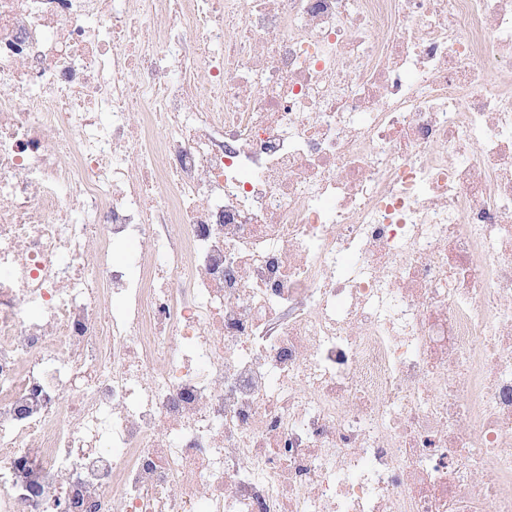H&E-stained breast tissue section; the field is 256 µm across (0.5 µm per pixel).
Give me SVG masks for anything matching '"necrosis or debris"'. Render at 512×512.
<instances>
[{"instance_id": "1", "label": "necrosis or debris", "mask_w": 512, "mask_h": 512, "mask_svg": "<svg viewBox=\"0 0 512 512\" xmlns=\"http://www.w3.org/2000/svg\"><path fill=\"white\" fill-rule=\"evenodd\" d=\"M511 70L512 0H0V512H512Z\"/></svg>"}]
</instances>
